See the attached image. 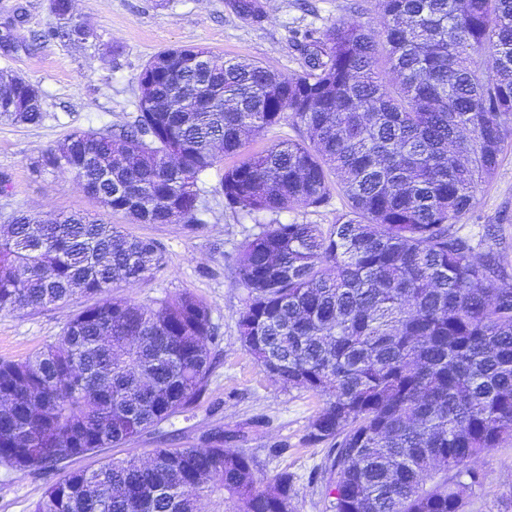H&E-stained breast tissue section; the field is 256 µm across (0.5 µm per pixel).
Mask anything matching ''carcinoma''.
<instances>
[{
    "mask_svg": "<svg viewBox=\"0 0 512 512\" xmlns=\"http://www.w3.org/2000/svg\"><path fill=\"white\" fill-rule=\"evenodd\" d=\"M379 7L378 32L344 21L305 32L306 69L292 77L202 47L163 50L137 77L133 124L77 129L37 165L137 223H191L200 176L242 154L245 134L301 127L303 141L224 171L225 206L319 207L333 175L348 210L327 228L270 224L245 241L241 342L276 381L326 397L309 439L330 444L332 512H464L482 484L469 464L512 440V286L500 257L455 229L512 139V0ZM92 36L64 24L43 38ZM0 119L43 121L28 78L0 76ZM162 263L155 240L86 214L20 211L0 235V310L95 296ZM216 340L209 305L190 291L84 307L54 342L0 362V464L41 470L186 412ZM289 489L288 475L266 481L218 430L147 463L67 470L33 512H197L209 495L224 512H289Z\"/></svg>",
    "mask_w": 512,
    "mask_h": 512,
    "instance_id": "cac0c4a2",
    "label": "carcinoma"
}]
</instances>
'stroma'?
<instances>
[{"label": "stroma", "mask_w": 512, "mask_h": 512, "mask_svg": "<svg viewBox=\"0 0 512 512\" xmlns=\"http://www.w3.org/2000/svg\"><path fill=\"white\" fill-rule=\"evenodd\" d=\"M266 16L239 18L227 0H76L70 21L95 36L82 45L33 38L58 23L50 0H0V75L19 73L35 84L45 117L37 125L0 121V225L18 210L44 219L83 211L117 225L125 233L147 237L163 250V264L149 278L108 288L107 297L152 304L190 291L211 307L218 338L211 347L212 367L206 391L188 411L162 422L120 448H103L68 461L69 469H97L132 455L148 459L155 448L199 445L223 430L224 445L248 453L267 479L288 474L291 512H331L327 444L309 440V426L325 398L274 381L243 346L238 328L247 290L238 278L243 242L268 224H332L348 208L338 189H330L320 207L296 206L255 217L225 207L220 180L236 164L223 157L200 181L203 190L194 224H139L120 212H103L70 175L37 167L41 152L76 129H105L134 123L137 77L144 65L168 47H204L224 57L270 65L286 76L301 73L305 58L295 46L297 33L323 29L339 20L376 27L378 0H263ZM498 227L496 238L484 227ZM461 234L498 253L505 280L512 284V148L493 177L480 183L473 208L459 223ZM93 297L75 293L66 301L0 311V361L25 358L54 342ZM484 483L465 512H512V444L504 443L474 460ZM58 472H17L0 466V512H32Z\"/></svg>", "instance_id": "obj_1"}]
</instances>
